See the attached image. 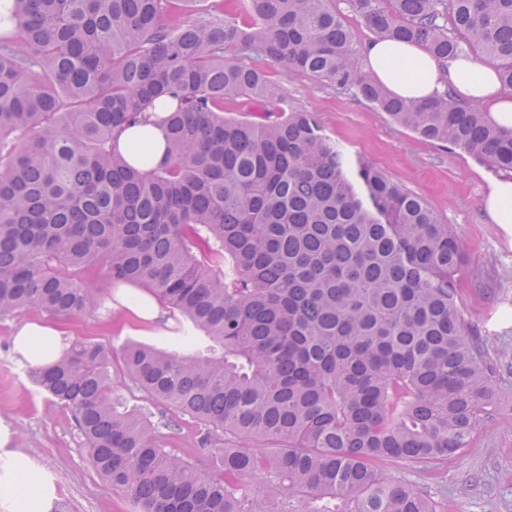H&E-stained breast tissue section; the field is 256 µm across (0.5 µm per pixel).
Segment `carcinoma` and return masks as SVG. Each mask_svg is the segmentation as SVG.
I'll return each instance as SVG.
<instances>
[{
  "label": "carcinoma",
  "mask_w": 512,
  "mask_h": 512,
  "mask_svg": "<svg viewBox=\"0 0 512 512\" xmlns=\"http://www.w3.org/2000/svg\"><path fill=\"white\" fill-rule=\"evenodd\" d=\"M14 0L0 31V318L90 311L98 268L173 313L172 346L121 371L195 419L201 467L124 406L112 357L76 341L50 368L88 464L134 512H437L378 469L469 447L503 392L458 301L466 259L417 195L284 100L264 57L349 88L418 137L512 173V128L444 94L399 98L364 70L335 0ZM384 39L470 50L512 89V0H352ZM164 113L142 170L121 131Z\"/></svg>",
  "instance_id": "cac0c4a2"
}]
</instances>
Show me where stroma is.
Returning <instances> with one entry per match:
<instances>
[{
	"label": "stroma",
	"mask_w": 512,
	"mask_h": 512,
	"mask_svg": "<svg viewBox=\"0 0 512 512\" xmlns=\"http://www.w3.org/2000/svg\"><path fill=\"white\" fill-rule=\"evenodd\" d=\"M289 108L314 113L324 132L422 197L442 223L451 225L466 255L460 304L466 320L490 341V363L503 389L512 392V224L491 223L483 200L497 174L468 154L418 138L359 98L310 76L271 69ZM98 303L90 313L58 319L65 343H99L120 357L130 343L163 346L166 321L129 319L115 290L97 273L84 276ZM32 309L0 318V438L21 453L24 467L52 492L63 512H130L126 497L89 466L70 411L38 391L14 343L20 321L40 318ZM121 393L128 408L159 423L167 447L198 459L197 421L147 397L130 380ZM384 471L431 497L437 512H512V413L475 434L469 448L424 467L387 461Z\"/></svg>",
	"instance_id": "obj_1"
}]
</instances>
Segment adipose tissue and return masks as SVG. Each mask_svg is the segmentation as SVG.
I'll use <instances>...</instances> for the list:
<instances>
[{
  "label": "adipose tissue",
  "mask_w": 512,
  "mask_h": 512,
  "mask_svg": "<svg viewBox=\"0 0 512 512\" xmlns=\"http://www.w3.org/2000/svg\"><path fill=\"white\" fill-rule=\"evenodd\" d=\"M364 60L367 69L398 97L417 101L446 91L486 107L499 123L512 125V91L501 86L489 65L469 57L443 64L420 46L380 38L365 45ZM118 148L134 153L149 169L163 160L166 141L160 128L137 125L122 133ZM15 342L43 366L53 364L64 349L59 329L50 323L21 324L15 331Z\"/></svg>",
  "instance_id": "obj_1"
}]
</instances>
